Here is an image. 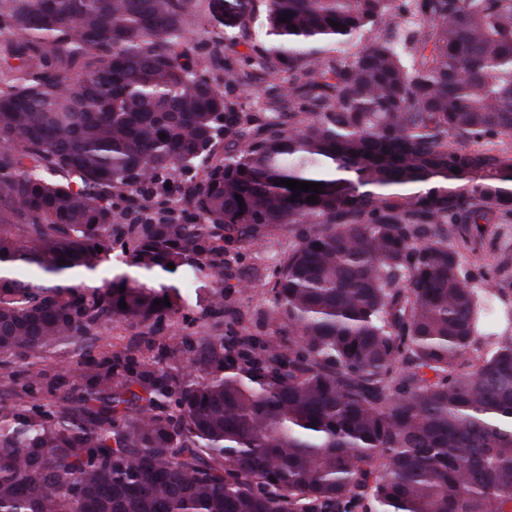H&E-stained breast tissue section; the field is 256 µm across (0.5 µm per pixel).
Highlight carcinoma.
<instances>
[{
  "label": "carcinoma",
  "instance_id": "carcinoma-1",
  "mask_svg": "<svg viewBox=\"0 0 512 512\" xmlns=\"http://www.w3.org/2000/svg\"><path fill=\"white\" fill-rule=\"evenodd\" d=\"M258 10L217 79L192 0H0V512H512V281L464 263L512 224V0H224V48ZM275 230L263 338L224 253Z\"/></svg>",
  "mask_w": 512,
  "mask_h": 512
}]
</instances>
